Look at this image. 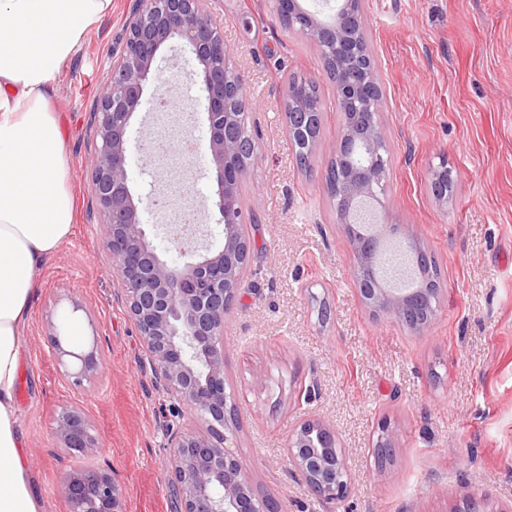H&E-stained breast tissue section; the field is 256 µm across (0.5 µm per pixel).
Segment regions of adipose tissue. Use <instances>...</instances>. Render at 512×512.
<instances>
[{"label":"adipose tissue","mask_w":512,"mask_h":512,"mask_svg":"<svg viewBox=\"0 0 512 512\" xmlns=\"http://www.w3.org/2000/svg\"><path fill=\"white\" fill-rule=\"evenodd\" d=\"M112 0H0V512H43L22 456L16 389L37 271L71 232L56 77Z\"/></svg>","instance_id":"ef3b65f1"}]
</instances>
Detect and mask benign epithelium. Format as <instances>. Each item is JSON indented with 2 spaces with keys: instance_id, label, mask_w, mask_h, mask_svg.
Returning <instances> with one entry per match:
<instances>
[{
  "instance_id": "1",
  "label": "benign epithelium",
  "mask_w": 512,
  "mask_h": 512,
  "mask_svg": "<svg viewBox=\"0 0 512 512\" xmlns=\"http://www.w3.org/2000/svg\"><path fill=\"white\" fill-rule=\"evenodd\" d=\"M208 0H146L128 24L114 55L112 74L97 96L99 144L89 158L93 193L103 226V253L119 284L128 316L141 336L148 363L162 392L178 401L166 428V468L180 512H279L277 502L257 494L246 465L227 450L236 432L235 410L224 385V321L243 283L249 238L242 224L241 187L247 159L257 153L246 135L248 100L243 76L224 43V28L207 9ZM287 26L326 48L332 66L336 109L341 116L336 176L325 190L336 202L356 270L358 292L374 313L392 316L413 330L426 328L436 315L440 288L424 279L410 289L392 288L377 273L378 258L390 240L406 244L414 263L429 264L430 253L406 224L354 221L361 207L384 209L380 193L387 178L386 131L379 120L382 87L375 65L351 68L348 62L370 55L362 0H335L319 18L299 0H276ZM173 39L183 42L201 66L209 122L208 150L215 172L216 206L224 245L199 244L197 224H169L172 245L190 257L183 266L161 259L148 239L141 210L151 196H135L128 174L130 127L148 81L158 80L153 65ZM320 113L305 95L289 90L285 100L288 133L308 127ZM433 195L448 201V167L432 175ZM51 341L60 357L72 356L80 368L66 372L77 386L103 376L95 351L64 350L60 336ZM51 434L62 452L96 459L100 439L78 408L56 414ZM333 429L317 420L299 424L288 440V461L309 490L327 502L348 498L351 486L343 448ZM63 486L72 512H123L121 489L112 471L83 468L66 474Z\"/></svg>"
}]
</instances>
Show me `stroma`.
<instances>
[{
    "mask_svg": "<svg viewBox=\"0 0 512 512\" xmlns=\"http://www.w3.org/2000/svg\"><path fill=\"white\" fill-rule=\"evenodd\" d=\"M138 5L112 0L56 81L75 221L42 263L17 387L22 456L44 512H70L62 477L87 465L51 435L65 407L93 424L105 448L94 464L115 472L125 512H177L165 468L170 401L103 259L87 163L98 143L97 92ZM208 8L245 80L257 145L243 184L251 253L224 324L234 452L253 487L281 512H455L467 495L488 512H512V0L363 2L385 95L386 218L409 225L441 267L437 316L420 332L372 316L358 296L321 182L336 157L338 112L328 115L310 169L296 162L284 116L288 77L312 78L324 100L334 99L316 47L280 23L275 0H209ZM158 68L185 110L178 138H206L192 53L173 44ZM155 88L147 84L131 126L132 189L143 196L171 189L169 163L140 150L160 129ZM443 163L454 177L444 203L430 189ZM179 168L182 202L198 211L203 244L218 249L224 234L207 157H185ZM55 324L65 349L97 351L102 381L77 389L62 377L47 339ZM306 417L338 434L352 482L344 501L322 502L288 464V438ZM383 421L396 452L381 467L374 443Z\"/></svg>",
    "mask_w": 512,
    "mask_h": 512,
    "instance_id": "1",
    "label": "stroma"
}]
</instances>
